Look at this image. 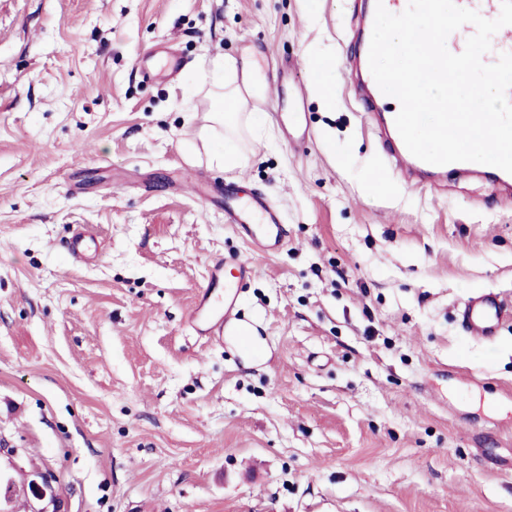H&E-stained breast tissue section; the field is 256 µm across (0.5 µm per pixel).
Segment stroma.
<instances>
[{
    "label": "stroma",
    "mask_w": 512,
    "mask_h": 512,
    "mask_svg": "<svg viewBox=\"0 0 512 512\" xmlns=\"http://www.w3.org/2000/svg\"><path fill=\"white\" fill-rule=\"evenodd\" d=\"M367 0H0V476L62 512H512V195L408 180L347 60ZM182 60L172 78L144 61ZM330 57L324 107L310 58ZM251 60L244 163L209 164L196 86ZM310 135L288 137L289 113ZM288 242L239 316L259 355L189 325L214 260L249 245L224 191ZM97 235L69 252L78 225ZM511 313L512 305L493 292L475 294L459 309V317L466 331L472 337L485 341L497 336L504 317ZM51 475L48 473H43L38 471L35 473V478L30 480L27 485V492L29 495L36 501H43L46 499L47 495H50V502L53 504L54 508L52 511L47 510L46 507L32 510L33 512H61L59 506L56 503V499L53 497L52 493V485H51Z\"/></svg>",
    "instance_id": "stroma-1"
}]
</instances>
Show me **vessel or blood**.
Returning <instances> with one entry per match:
<instances>
[{
	"instance_id": "1",
	"label": "vessel or blood",
	"mask_w": 512,
	"mask_h": 512,
	"mask_svg": "<svg viewBox=\"0 0 512 512\" xmlns=\"http://www.w3.org/2000/svg\"><path fill=\"white\" fill-rule=\"evenodd\" d=\"M371 35V29L362 28L356 51L359 87L369 108L384 97L369 68ZM395 118L392 112L384 117L379 142L384 146H393L394 157L408 177L422 183L444 173V166L426 163L409 152L397 130ZM224 216L244 239L251 241L261 252H276L284 243L283 224H280L276 212L261 198L237 199L225 204ZM254 271V262L249 256L234 255L227 262L214 264L210 282L199 296L191 315L198 334L220 342L225 335L243 333L244 325L235 313L237 290ZM510 314L512 304L493 292L471 296L459 310L466 331L472 337L485 341L497 335L504 317Z\"/></svg>"
}]
</instances>
